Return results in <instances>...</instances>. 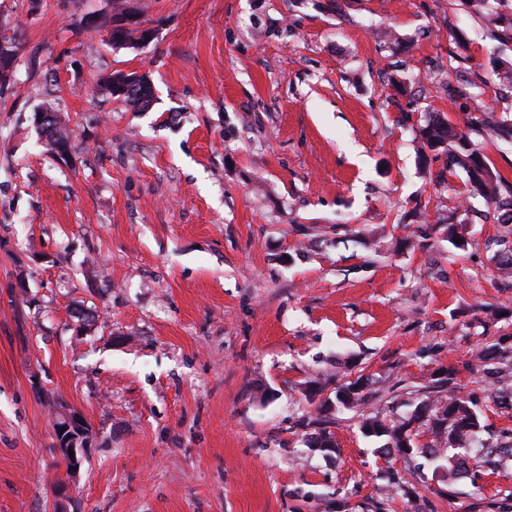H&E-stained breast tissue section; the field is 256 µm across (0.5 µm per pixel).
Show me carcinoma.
I'll return each mask as SVG.
<instances>
[{"instance_id":"cac0c4a2","label":"carcinoma","mask_w":512,"mask_h":512,"mask_svg":"<svg viewBox=\"0 0 512 512\" xmlns=\"http://www.w3.org/2000/svg\"><path fill=\"white\" fill-rule=\"evenodd\" d=\"M490 25L502 41L512 43V15H492ZM495 81L512 88V62L501 61L493 70ZM153 90L121 96L122 101L136 112L150 108ZM490 136L507 134L512 137V120L498 118L492 112L480 115L465 114L462 121L453 123L437 116L419 130L421 149L442 150L446 156L448 174L460 167L467 172L470 184L488 203L495 205L502 224L497 243L503 246L500 272L512 274V185L507 183L489 158L484 155L472 135ZM48 144L54 151L70 145L71 130L65 119L56 116L45 130ZM483 370L493 379V387L479 397L463 394L454 389L459 367ZM366 379L362 376L339 383L334 388V407L328 400L318 406V415H328L332 409L354 408L364 402L361 391ZM424 399L408 418L391 415H361L359 428L367 437L380 438V449L390 453L413 449L435 467L448 472V484L462 476L476 481L491 471L508 472L512 469V431L495 432L483 420L484 407L512 409V345L503 339L482 342L471 353L470 360L457 365L448 361L431 374L429 384L421 387Z\"/></svg>"}]
</instances>
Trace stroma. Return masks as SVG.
Masks as SVG:
<instances>
[{
	"label": "stroma",
	"instance_id": "1",
	"mask_svg": "<svg viewBox=\"0 0 512 512\" xmlns=\"http://www.w3.org/2000/svg\"><path fill=\"white\" fill-rule=\"evenodd\" d=\"M130 3L156 32L115 48L110 0H0V512H487L512 481L385 464L357 412L308 447L304 389L361 375L362 411L406 417L439 361L512 336L500 227L418 144L438 115L512 119V44L462 0ZM59 402L95 434L64 506ZM53 113L56 115V120L50 128L44 130V133L51 149L57 154V150L61 151V147H63V150L68 145L70 147L72 131L69 129L65 119L58 115V113Z\"/></svg>",
	"mask_w": 512,
	"mask_h": 512
}]
</instances>
